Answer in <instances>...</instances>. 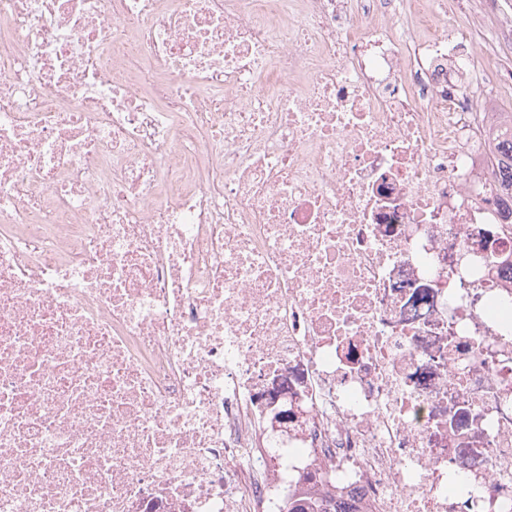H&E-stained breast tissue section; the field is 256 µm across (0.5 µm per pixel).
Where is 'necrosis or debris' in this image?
I'll use <instances>...</instances> for the list:
<instances>
[{
    "label": "necrosis or debris",
    "instance_id": "1",
    "mask_svg": "<svg viewBox=\"0 0 512 512\" xmlns=\"http://www.w3.org/2000/svg\"><path fill=\"white\" fill-rule=\"evenodd\" d=\"M446 15L0 0V512H512V135Z\"/></svg>",
    "mask_w": 512,
    "mask_h": 512
}]
</instances>
